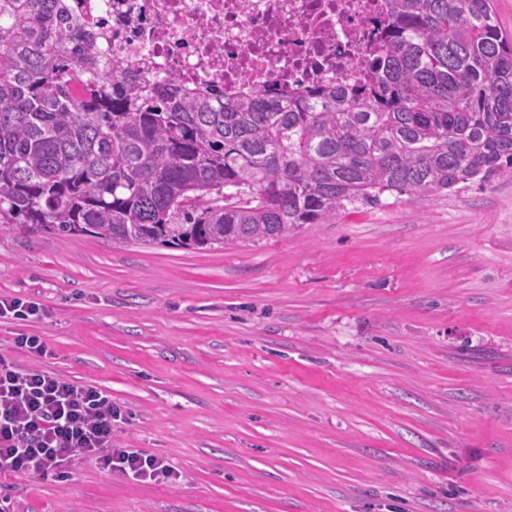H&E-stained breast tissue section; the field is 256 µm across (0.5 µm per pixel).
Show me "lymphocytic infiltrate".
I'll use <instances>...</instances> for the list:
<instances>
[{
    "mask_svg": "<svg viewBox=\"0 0 512 512\" xmlns=\"http://www.w3.org/2000/svg\"><path fill=\"white\" fill-rule=\"evenodd\" d=\"M120 416L97 388L44 369L19 370L0 354V474L60 477L75 460L93 456L103 470L137 481L173 478L162 459L113 447Z\"/></svg>",
    "mask_w": 512,
    "mask_h": 512,
    "instance_id": "f902f5d3",
    "label": "lymphocytic infiltrate"
}]
</instances>
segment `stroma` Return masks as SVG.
I'll list each match as a JSON object with an SVG mask.
<instances>
[{
    "mask_svg": "<svg viewBox=\"0 0 512 512\" xmlns=\"http://www.w3.org/2000/svg\"><path fill=\"white\" fill-rule=\"evenodd\" d=\"M0 353L109 396L116 448L11 512H512V177L257 246L0 232ZM42 337L49 354L15 348ZM42 313L40 305L33 301L21 299L0 301V316L11 315L16 319L27 320L37 318Z\"/></svg>",
    "mask_w": 512,
    "mask_h": 512,
    "instance_id": "obj_1",
    "label": "stroma"
}]
</instances>
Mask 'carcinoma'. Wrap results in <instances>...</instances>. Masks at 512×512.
I'll use <instances>...</instances> for the list:
<instances>
[{
	"mask_svg": "<svg viewBox=\"0 0 512 512\" xmlns=\"http://www.w3.org/2000/svg\"><path fill=\"white\" fill-rule=\"evenodd\" d=\"M346 95L212 100L100 63L67 0H0V232L258 245L388 192L512 175V36L493 0H390Z\"/></svg>",
	"mask_w": 512,
	"mask_h": 512,
	"instance_id": "obj_1",
	"label": "carcinoma"
}]
</instances>
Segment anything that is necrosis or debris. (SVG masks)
Segmentation results:
<instances>
[{"label":"necrosis or debris","instance_id":"1","mask_svg":"<svg viewBox=\"0 0 512 512\" xmlns=\"http://www.w3.org/2000/svg\"><path fill=\"white\" fill-rule=\"evenodd\" d=\"M95 24L100 56L237 98L282 103L361 81L389 0H70Z\"/></svg>","mask_w":512,"mask_h":512}]
</instances>
